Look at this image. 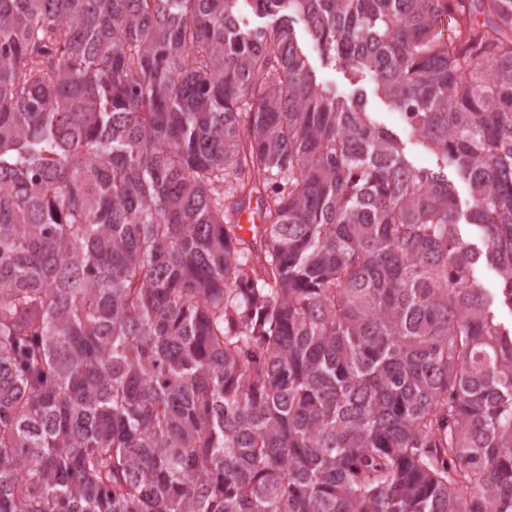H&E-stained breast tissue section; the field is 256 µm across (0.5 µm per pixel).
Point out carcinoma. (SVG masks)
I'll use <instances>...</instances> for the list:
<instances>
[{"instance_id": "cac0c4a2", "label": "carcinoma", "mask_w": 512, "mask_h": 512, "mask_svg": "<svg viewBox=\"0 0 512 512\" xmlns=\"http://www.w3.org/2000/svg\"><path fill=\"white\" fill-rule=\"evenodd\" d=\"M503 308L512 0H0V512H512ZM296 23L300 45L317 80L337 96L346 100H351L354 93L361 91L366 99L367 111L372 112V116L379 126L393 131L400 138L406 156L415 167L437 172L440 163L438 158L423 145L417 136L409 131L399 113L376 96L372 82L364 80L356 84L349 72L323 60L303 25L299 22Z\"/></svg>"}]
</instances>
